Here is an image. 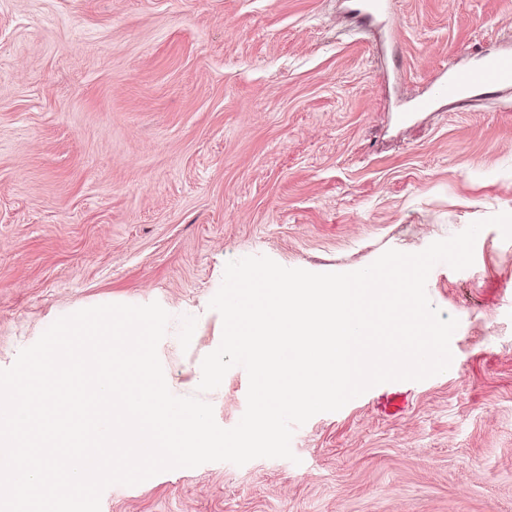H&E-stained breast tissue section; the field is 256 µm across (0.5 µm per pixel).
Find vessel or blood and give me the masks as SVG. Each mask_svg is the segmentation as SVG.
<instances>
[{
  "mask_svg": "<svg viewBox=\"0 0 512 512\" xmlns=\"http://www.w3.org/2000/svg\"><path fill=\"white\" fill-rule=\"evenodd\" d=\"M512 86V51L496 50L485 53L481 64L471 70L442 73L429 95L416 101L419 110H428L434 99L448 97L467 102L472 95L488 87Z\"/></svg>",
  "mask_w": 512,
  "mask_h": 512,
  "instance_id": "1",
  "label": "vessel or blood"
}]
</instances>
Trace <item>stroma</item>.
<instances>
[{"mask_svg":"<svg viewBox=\"0 0 512 512\" xmlns=\"http://www.w3.org/2000/svg\"><path fill=\"white\" fill-rule=\"evenodd\" d=\"M0 0V369L58 318L158 302L170 391L198 393L228 262L351 272L512 213V87L414 112L512 50V0ZM450 368L295 428L294 460L108 487L101 512H512V240L431 270Z\"/></svg>","mask_w":512,"mask_h":512,"instance_id":"35a3bbf8","label":"stroma"}]
</instances>
